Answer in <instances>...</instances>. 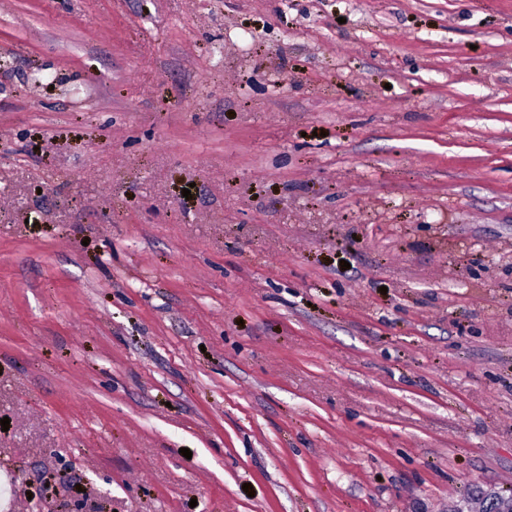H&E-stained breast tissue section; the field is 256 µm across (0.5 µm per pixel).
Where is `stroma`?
<instances>
[{
  "instance_id": "35a3bbf8",
  "label": "stroma",
  "mask_w": 512,
  "mask_h": 512,
  "mask_svg": "<svg viewBox=\"0 0 512 512\" xmlns=\"http://www.w3.org/2000/svg\"><path fill=\"white\" fill-rule=\"evenodd\" d=\"M5 416L0 512L512 493V0H0Z\"/></svg>"
}]
</instances>
